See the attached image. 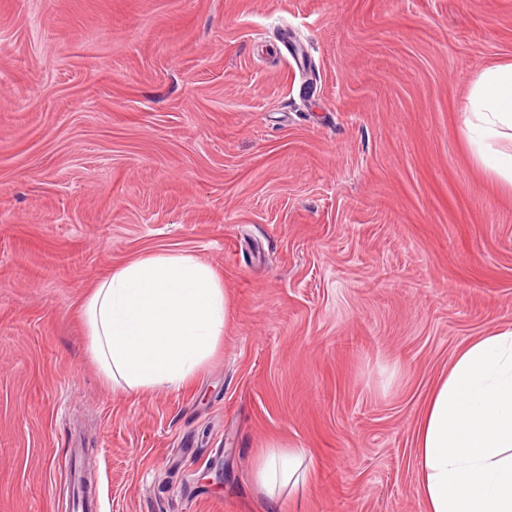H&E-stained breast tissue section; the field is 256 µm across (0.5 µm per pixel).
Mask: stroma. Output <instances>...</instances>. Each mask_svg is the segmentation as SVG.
<instances>
[{
	"label": "stroma",
	"instance_id": "obj_1",
	"mask_svg": "<svg viewBox=\"0 0 512 512\" xmlns=\"http://www.w3.org/2000/svg\"><path fill=\"white\" fill-rule=\"evenodd\" d=\"M512 0H0V512H423L418 413L512 328V190L466 98ZM229 317L185 388L110 389L76 316L155 250ZM315 478L258 498L249 462Z\"/></svg>",
	"mask_w": 512,
	"mask_h": 512
}]
</instances>
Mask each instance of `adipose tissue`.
<instances>
[{
	"label": "adipose tissue",
	"mask_w": 512,
	"mask_h": 512,
	"mask_svg": "<svg viewBox=\"0 0 512 512\" xmlns=\"http://www.w3.org/2000/svg\"><path fill=\"white\" fill-rule=\"evenodd\" d=\"M478 162L512 187V62L485 68L466 104ZM86 351L107 383L177 389L216 353L228 319L215 270L174 250L112 268L77 312ZM418 488L425 512H512V329L458 350L432 386L416 424ZM258 493L307 485L302 454L270 446L251 465Z\"/></svg>",
	"instance_id": "ef3b65f1"
}]
</instances>
